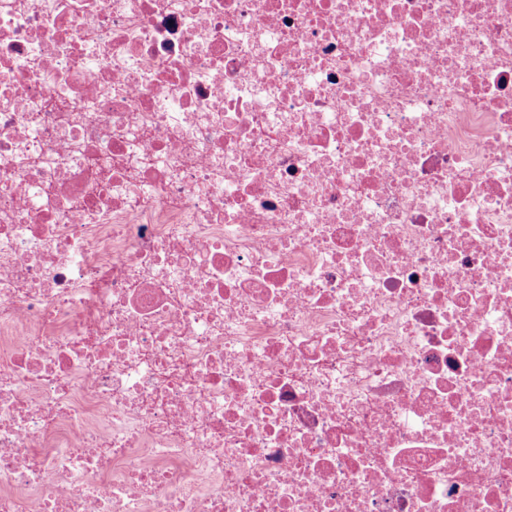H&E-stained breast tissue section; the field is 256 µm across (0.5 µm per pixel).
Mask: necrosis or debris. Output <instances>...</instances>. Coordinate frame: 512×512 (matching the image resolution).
<instances>
[{"instance_id": "obj_1", "label": "necrosis or debris", "mask_w": 512, "mask_h": 512, "mask_svg": "<svg viewBox=\"0 0 512 512\" xmlns=\"http://www.w3.org/2000/svg\"><path fill=\"white\" fill-rule=\"evenodd\" d=\"M0 512H512V0H0Z\"/></svg>"}]
</instances>
